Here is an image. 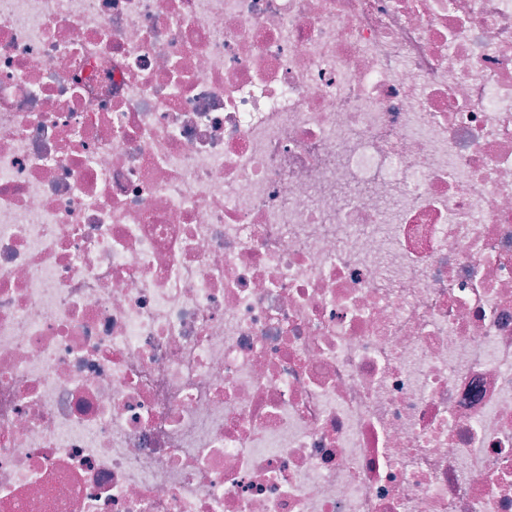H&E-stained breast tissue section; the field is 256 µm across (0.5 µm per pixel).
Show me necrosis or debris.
Returning a JSON list of instances; mask_svg holds the SVG:
<instances>
[{
  "instance_id": "obj_1",
  "label": "necrosis or debris",
  "mask_w": 512,
  "mask_h": 512,
  "mask_svg": "<svg viewBox=\"0 0 512 512\" xmlns=\"http://www.w3.org/2000/svg\"><path fill=\"white\" fill-rule=\"evenodd\" d=\"M0 512H512V0H0Z\"/></svg>"
}]
</instances>
